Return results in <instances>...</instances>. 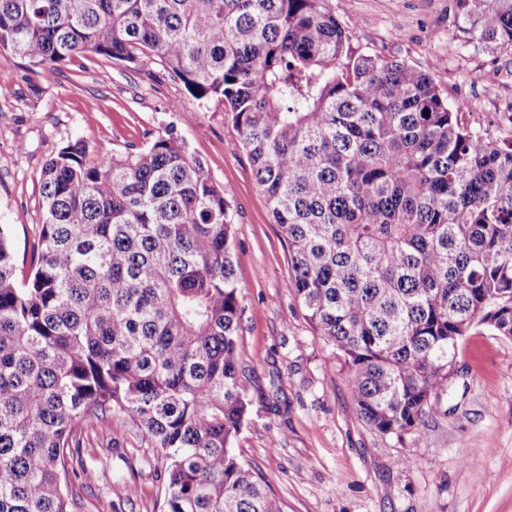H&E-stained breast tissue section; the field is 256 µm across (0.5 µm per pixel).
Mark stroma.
Instances as JSON below:
<instances>
[{"label": "stroma", "instance_id": "obj_1", "mask_svg": "<svg viewBox=\"0 0 512 512\" xmlns=\"http://www.w3.org/2000/svg\"><path fill=\"white\" fill-rule=\"evenodd\" d=\"M366 50L428 72L465 126L512 140V54L449 52L453 0H329ZM495 69L493 81L474 73ZM174 128L230 194L235 272L245 299L241 384L251 414L240 459L280 498L284 512H512V339L485 329L459 344L445 391L424 422L383 435L356 412L343 360L326 347L294 297L288 241L274 224L237 131L219 98L191 97L160 61L128 68L97 56L39 75L0 52V225L18 274L42 221L40 171L66 143L89 156L122 155ZM282 400L280 411L269 404ZM91 476L84 512H164L161 465L134 420L81 430ZM127 483L130 495L116 484Z\"/></svg>", "mask_w": 512, "mask_h": 512}]
</instances>
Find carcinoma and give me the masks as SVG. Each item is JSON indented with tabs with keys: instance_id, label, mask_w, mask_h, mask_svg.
<instances>
[{
	"instance_id": "carcinoma-1",
	"label": "carcinoma",
	"mask_w": 512,
	"mask_h": 512,
	"mask_svg": "<svg viewBox=\"0 0 512 512\" xmlns=\"http://www.w3.org/2000/svg\"><path fill=\"white\" fill-rule=\"evenodd\" d=\"M455 6L449 51L512 52V0ZM0 50L44 75L149 54L221 98L295 299L376 431L424 420L472 331L512 339V141L363 50L328 0H0ZM40 179L20 283L0 226V512H80L77 428L117 414L162 450L167 512H283L235 451L252 402L227 191L171 130L91 160L69 142Z\"/></svg>"
}]
</instances>
